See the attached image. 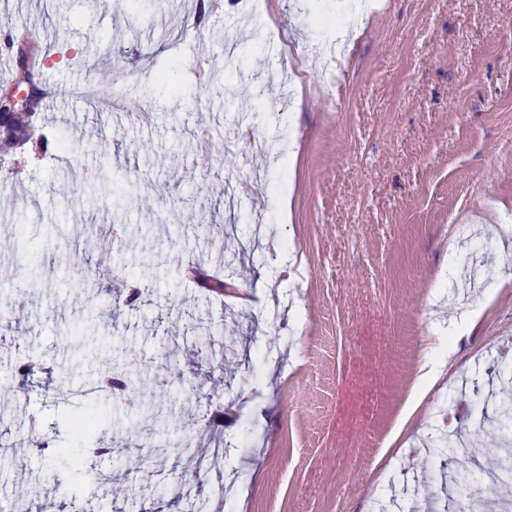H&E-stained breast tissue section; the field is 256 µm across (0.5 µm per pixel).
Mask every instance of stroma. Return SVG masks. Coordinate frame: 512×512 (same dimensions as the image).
<instances>
[{
  "label": "stroma",
  "instance_id": "1",
  "mask_svg": "<svg viewBox=\"0 0 512 512\" xmlns=\"http://www.w3.org/2000/svg\"><path fill=\"white\" fill-rule=\"evenodd\" d=\"M197 2L0 0V33L42 30L54 91L45 147L0 160V506L504 512L474 432L512 396V0ZM315 12L359 31L333 83ZM276 23L286 44L263 40ZM97 71L147 87L149 121L99 107ZM438 343L447 371L420 386ZM24 358L54 373L22 400ZM107 372L133 399L96 391ZM90 411L85 440L69 419ZM216 445L222 471L196 472L189 449Z\"/></svg>",
  "mask_w": 512,
  "mask_h": 512
}]
</instances>
